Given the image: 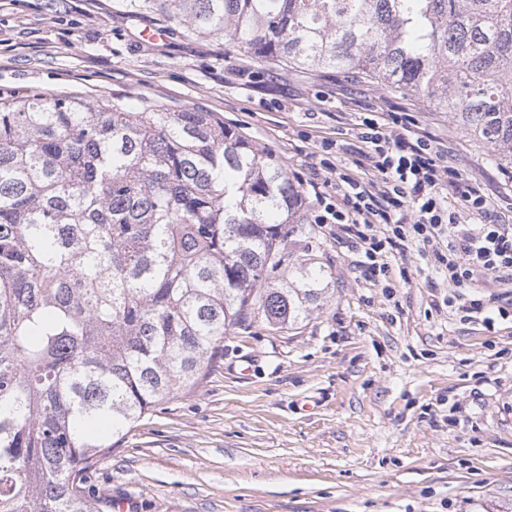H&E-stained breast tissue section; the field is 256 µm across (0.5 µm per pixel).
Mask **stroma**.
Here are the masks:
<instances>
[{
	"instance_id": "stroma-1",
	"label": "stroma",
	"mask_w": 512,
	"mask_h": 512,
	"mask_svg": "<svg viewBox=\"0 0 512 512\" xmlns=\"http://www.w3.org/2000/svg\"><path fill=\"white\" fill-rule=\"evenodd\" d=\"M147 27L164 29L157 41ZM122 99L214 113L291 179L360 114L410 115L512 225V175L445 112L333 70L259 63L144 0H0V96ZM302 220L285 251L324 293L292 328L227 330L181 391L98 463L100 512H512V317L467 321L417 241L370 279L339 225Z\"/></svg>"
}]
</instances>
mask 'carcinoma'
I'll return each instance as SVG.
<instances>
[{
    "mask_svg": "<svg viewBox=\"0 0 512 512\" xmlns=\"http://www.w3.org/2000/svg\"><path fill=\"white\" fill-rule=\"evenodd\" d=\"M285 68L335 70L450 114L512 171V0H155ZM301 194L210 112L0 101V512H97L112 439L195 388L224 331L320 300L272 288Z\"/></svg>",
    "mask_w": 512,
    "mask_h": 512,
    "instance_id": "1",
    "label": "carcinoma"
}]
</instances>
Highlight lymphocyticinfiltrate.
Wrapping results in <instances>:
<instances>
[{"instance_id": "lymphocytic-infiltrate-1", "label": "lymphocytic infiltrate", "mask_w": 512, "mask_h": 512, "mask_svg": "<svg viewBox=\"0 0 512 512\" xmlns=\"http://www.w3.org/2000/svg\"><path fill=\"white\" fill-rule=\"evenodd\" d=\"M322 150L310 166L313 178L327 168L326 154L341 150L358 153L370 174L363 181L341 173L332 191L317 185L313 192L315 223L347 225L371 277L389 278L390 256L414 239L429 249L446 280L449 308L469 319L493 311L512 316V299L499 292L512 286V226L493 220L486 198L449 166L447 148L434 145L406 114L390 112L382 121L363 120L351 141H327ZM464 210L479 223L461 222ZM480 276L497 283V291L470 294Z\"/></svg>"}]
</instances>
